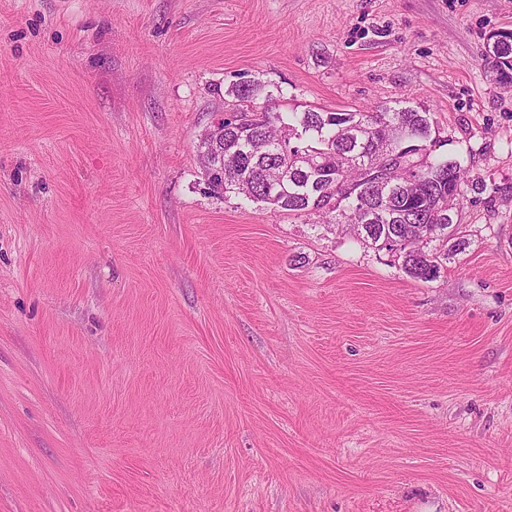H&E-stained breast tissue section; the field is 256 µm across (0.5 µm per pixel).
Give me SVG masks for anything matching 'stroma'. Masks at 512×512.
I'll use <instances>...</instances> for the list:
<instances>
[{
    "mask_svg": "<svg viewBox=\"0 0 512 512\" xmlns=\"http://www.w3.org/2000/svg\"><path fill=\"white\" fill-rule=\"evenodd\" d=\"M498 29L512 0H0V512H512ZM249 80L428 110L464 250L421 281L213 194Z\"/></svg>",
    "mask_w": 512,
    "mask_h": 512,
    "instance_id": "35a3bbf8",
    "label": "stroma"
}]
</instances>
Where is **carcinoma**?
Returning a JSON list of instances; mask_svg holds the SVG:
<instances>
[{
    "instance_id": "carcinoma-1",
    "label": "carcinoma",
    "mask_w": 512,
    "mask_h": 512,
    "mask_svg": "<svg viewBox=\"0 0 512 512\" xmlns=\"http://www.w3.org/2000/svg\"><path fill=\"white\" fill-rule=\"evenodd\" d=\"M487 59L490 76L512 84V45ZM232 94L238 108L224 120V181L212 192L361 224L363 240L378 251L385 237L400 238L405 244L393 256L419 280L434 279L448 253L461 249L458 231L448 232V188L460 186L465 170L455 158L432 156L429 112H282L255 80ZM260 97L266 105L258 111Z\"/></svg>"
}]
</instances>
